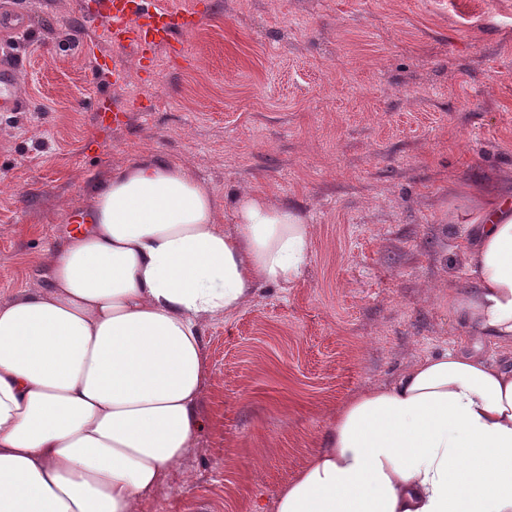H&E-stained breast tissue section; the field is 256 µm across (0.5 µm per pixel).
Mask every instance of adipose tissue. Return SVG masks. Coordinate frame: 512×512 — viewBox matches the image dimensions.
Listing matches in <instances>:
<instances>
[{
	"instance_id": "1",
	"label": "adipose tissue",
	"mask_w": 512,
	"mask_h": 512,
	"mask_svg": "<svg viewBox=\"0 0 512 512\" xmlns=\"http://www.w3.org/2000/svg\"><path fill=\"white\" fill-rule=\"evenodd\" d=\"M46 287L0 301V512H139L205 430L204 320L290 284L312 227L252 193L219 224L188 168L139 160L91 194ZM473 282L448 307L474 342L345 403L274 512H512V194L476 204Z\"/></svg>"
}]
</instances>
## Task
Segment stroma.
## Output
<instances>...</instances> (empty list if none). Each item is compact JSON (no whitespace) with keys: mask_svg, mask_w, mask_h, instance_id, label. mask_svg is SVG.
<instances>
[{"mask_svg":"<svg viewBox=\"0 0 512 512\" xmlns=\"http://www.w3.org/2000/svg\"><path fill=\"white\" fill-rule=\"evenodd\" d=\"M171 2L199 23L141 66L95 0H0L29 24L0 40L22 99L0 114V300L47 284L48 252L133 161L192 169L224 225L248 192L304 212L300 278L204 321L207 427L141 508L273 512L339 407L466 340L448 308L464 190L512 187V0ZM104 95L127 125H97Z\"/></svg>","mask_w":512,"mask_h":512,"instance_id":"35a3bbf8","label":"stroma"}]
</instances>
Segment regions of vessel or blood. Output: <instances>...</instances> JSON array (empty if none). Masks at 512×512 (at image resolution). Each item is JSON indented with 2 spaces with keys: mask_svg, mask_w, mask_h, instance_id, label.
Returning a JSON list of instances; mask_svg holds the SVG:
<instances>
[{
  "mask_svg": "<svg viewBox=\"0 0 512 512\" xmlns=\"http://www.w3.org/2000/svg\"><path fill=\"white\" fill-rule=\"evenodd\" d=\"M95 17L102 19L113 45L130 48L145 58L157 47L176 48L183 35L196 26V15L171 8L167 0H98ZM28 23L17 11L0 14V32L11 38L24 37ZM18 72L11 60L0 59V112L17 111Z\"/></svg>",
  "mask_w": 512,
  "mask_h": 512,
  "instance_id": "vessel-or-blood-1",
  "label": "vessel or blood"
}]
</instances>
